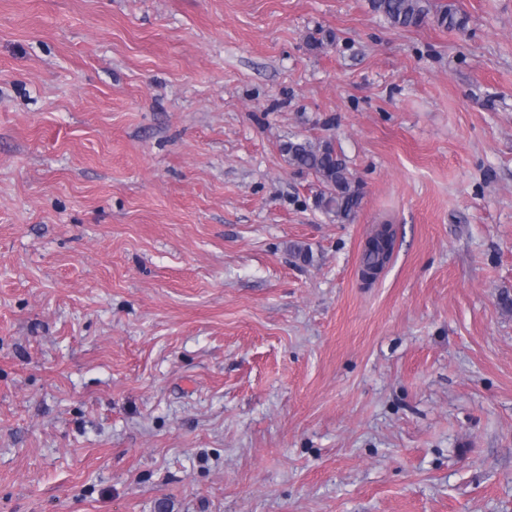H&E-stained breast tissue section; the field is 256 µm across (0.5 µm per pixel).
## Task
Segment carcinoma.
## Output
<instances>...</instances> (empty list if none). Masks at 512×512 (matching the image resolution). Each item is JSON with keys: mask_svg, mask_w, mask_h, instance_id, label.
Here are the masks:
<instances>
[{"mask_svg": "<svg viewBox=\"0 0 512 512\" xmlns=\"http://www.w3.org/2000/svg\"><path fill=\"white\" fill-rule=\"evenodd\" d=\"M369 4L373 12L395 28L419 27L432 11L430 0H369ZM435 19L438 25L449 29L463 28L467 22L466 16L448 7L436 11ZM281 152L290 166L306 170L317 178L322 186L317 206L322 211L339 223L355 220L362 204V188L331 142L290 139L282 144ZM393 249L394 238L387 233L369 238L361 256L363 276L379 272L390 260Z\"/></svg>", "mask_w": 512, "mask_h": 512, "instance_id": "carcinoma-1", "label": "carcinoma"}]
</instances>
